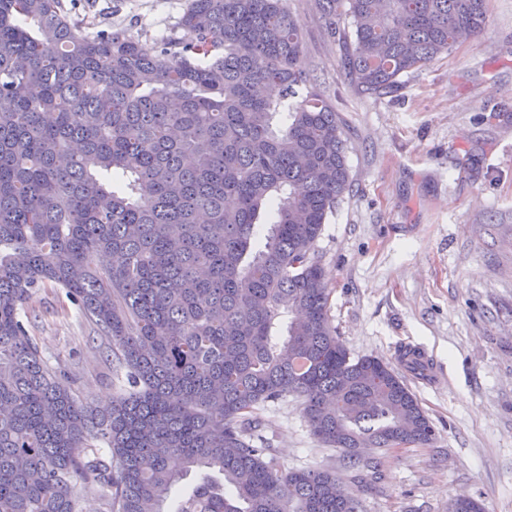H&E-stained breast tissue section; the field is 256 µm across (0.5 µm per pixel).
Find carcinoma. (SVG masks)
Segmentation results:
<instances>
[{"instance_id": "obj_1", "label": "carcinoma", "mask_w": 512, "mask_h": 512, "mask_svg": "<svg viewBox=\"0 0 512 512\" xmlns=\"http://www.w3.org/2000/svg\"><path fill=\"white\" fill-rule=\"evenodd\" d=\"M319 2L351 20L344 67L371 95L487 16V0ZM179 26L194 38L149 51L85 34L63 0H0V512H81L76 477L109 489V512H361L335 473L251 442L257 407L286 395L353 467V448L435 439L403 376L351 358L330 320L316 244L351 186L341 119L317 93L287 103L305 82L287 0H189ZM47 284L124 375L105 413L30 334ZM398 361L428 370L416 349Z\"/></svg>"}]
</instances>
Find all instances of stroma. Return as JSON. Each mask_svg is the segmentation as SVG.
Segmentation results:
<instances>
[{
    "label": "stroma",
    "mask_w": 512,
    "mask_h": 512,
    "mask_svg": "<svg viewBox=\"0 0 512 512\" xmlns=\"http://www.w3.org/2000/svg\"><path fill=\"white\" fill-rule=\"evenodd\" d=\"M187 0H67L88 32L124 30L147 48L177 28ZM304 35L301 94L339 114L351 187L316 250L330 319L352 357L396 363L420 350L427 376L405 380L436 428L432 444L371 454L354 473L309 431L299 400L260 406L262 434L288 469L335 472L362 512H448L458 495L512 512V0H488L482 32L367 96L342 58L348 19L329 24L318 0H288ZM33 336L80 398L104 410L121 388L104 340L61 289L26 303Z\"/></svg>",
    "instance_id": "obj_1"
}]
</instances>
